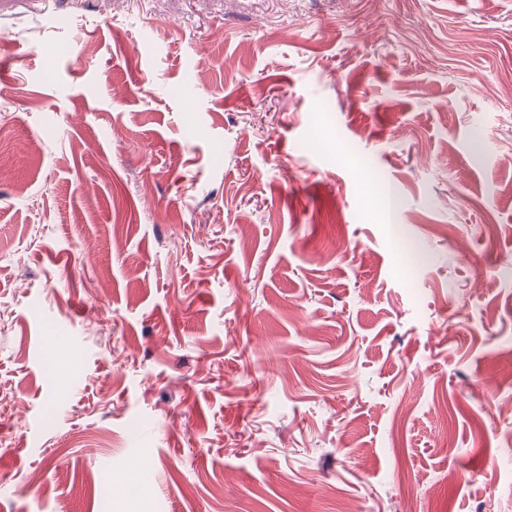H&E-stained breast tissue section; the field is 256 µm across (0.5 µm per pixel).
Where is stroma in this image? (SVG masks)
<instances>
[{
    "instance_id": "stroma-1",
    "label": "stroma",
    "mask_w": 512,
    "mask_h": 512,
    "mask_svg": "<svg viewBox=\"0 0 512 512\" xmlns=\"http://www.w3.org/2000/svg\"><path fill=\"white\" fill-rule=\"evenodd\" d=\"M2 59L0 512H512V0H0Z\"/></svg>"
}]
</instances>
